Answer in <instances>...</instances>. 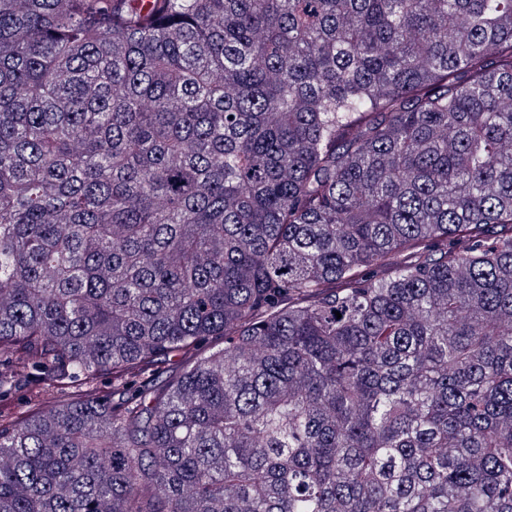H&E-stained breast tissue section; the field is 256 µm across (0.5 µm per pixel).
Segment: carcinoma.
<instances>
[{"label":"carcinoma","instance_id":"carcinoma-1","mask_svg":"<svg viewBox=\"0 0 512 512\" xmlns=\"http://www.w3.org/2000/svg\"><path fill=\"white\" fill-rule=\"evenodd\" d=\"M19 381L0 512H512V0H0Z\"/></svg>","mask_w":512,"mask_h":512}]
</instances>
